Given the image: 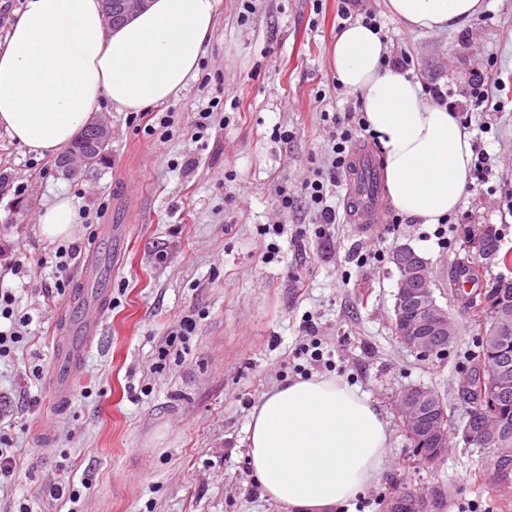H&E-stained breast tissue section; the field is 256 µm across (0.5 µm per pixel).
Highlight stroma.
Instances as JSON below:
<instances>
[{"label":"stroma","mask_w":512,"mask_h":512,"mask_svg":"<svg viewBox=\"0 0 512 512\" xmlns=\"http://www.w3.org/2000/svg\"><path fill=\"white\" fill-rule=\"evenodd\" d=\"M486 3L465 27L435 33L409 31L384 0L351 8L375 14L392 59L408 56L422 87L449 88L474 146L494 162L489 179L468 184L443 245L433 225L408 218L351 223L341 183L330 199V237L313 235L315 213L297 191L327 158L322 115L361 103L337 89L330 59L343 0H259L251 14L242 0H220L199 77L160 106L175 116L172 138L160 141L130 126L127 113L110 112L108 158L86 176H63L53 157L0 131V168L14 175L0 188V265L17 250L31 258L1 281L30 322L0 359V424L18 466L0 481V512H286L252 478L246 430L264 393L304 376L311 323L333 376L366 394L388 422L387 467L357 512H386V499L405 489L424 491L429 512H512L489 486L486 451L458 436L441 461L416 462L396 411L405 389L430 388L463 427L459 378L477 328L449 297L448 270L466 258L463 230L473 224L494 225L512 250V0ZM204 74L221 80L224 105L203 150L193 140L195 114L214 95ZM485 75L505 89L476 107L466 92ZM279 128L292 132L290 142L276 139ZM284 189L296 196L287 211L279 206ZM57 195L73 198L78 220L70 236L48 240L38 219ZM92 224L125 225V236L106 244L90 237ZM267 224L288 231L274 239L262 232ZM272 242L279 254L268 263ZM402 244L431 262L435 296L461 327L443 356L421 357L395 335L398 272L371 255ZM67 247L62 273L56 252ZM95 250L113 253L112 307L72 402L58 409L45 381L55 325L69 314L79 265ZM187 315L196 335L156 369L160 346ZM43 430L51 443L40 441ZM65 476L79 487L78 501L49 497Z\"/></svg>","instance_id":"obj_1"}]
</instances>
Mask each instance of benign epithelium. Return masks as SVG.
<instances>
[{
    "label": "benign epithelium",
    "instance_id": "benign-epithelium-1",
    "mask_svg": "<svg viewBox=\"0 0 512 512\" xmlns=\"http://www.w3.org/2000/svg\"><path fill=\"white\" fill-rule=\"evenodd\" d=\"M144 0H112L111 10L106 12L110 22L121 15H127L140 8ZM90 135L82 142L62 152L60 168L67 176H76L93 167L94 158L110 149L112 126L109 118L99 114L89 123ZM392 262L398 272L397 293L393 306V319L399 323V340L407 348L423 357L435 353L442 355L445 350L437 340L455 335L448 319V311L438 304L432 287L431 267L428 260L412 247L400 245L395 248ZM417 305V311L410 319L399 318V308L406 303ZM403 412L412 421L427 416L435 399L421 387H411L399 399Z\"/></svg>",
    "mask_w": 512,
    "mask_h": 512
}]
</instances>
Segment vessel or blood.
Segmentation results:
<instances>
[{"label":"vessel or blood","mask_w":512,"mask_h":512,"mask_svg":"<svg viewBox=\"0 0 512 512\" xmlns=\"http://www.w3.org/2000/svg\"><path fill=\"white\" fill-rule=\"evenodd\" d=\"M346 211L355 224L385 222L387 207L383 178L371 150L353 148L347 169ZM106 259L88 258L79 272L81 286L74 294V310L55 338V357L47 372V385L55 405L68 404L82 375L90 349L100 340L102 323L111 304L104 286Z\"/></svg>","instance_id":"vessel-or-blood-1"}]
</instances>
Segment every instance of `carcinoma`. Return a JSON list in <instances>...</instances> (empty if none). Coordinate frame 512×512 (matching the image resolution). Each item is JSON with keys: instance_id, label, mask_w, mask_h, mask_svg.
<instances>
[{"instance_id": "1", "label": "carcinoma", "mask_w": 512, "mask_h": 512, "mask_svg": "<svg viewBox=\"0 0 512 512\" xmlns=\"http://www.w3.org/2000/svg\"><path fill=\"white\" fill-rule=\"evenodd\" d=\"M486 233L482 241V249L493 251L497 256V263L508 266L512 264V253L502 251L501 238L496 229L485 225ZM470 262L476 265L472 269V275L458 277V270L463 268L461 261H456L448 276V291L472 311L475 325L479 329V342L476 343V350L471 353L467 377L472 380L469 398L466 400V420L464 428L473 433L479 431L484 423L497 430V435L508 440L512 447V383L508 388L488 395L482 386L495 373L500 361L507 360L508 366L512 368V329L508 334L486 337L485 330L489 328L492 320L503 310L507 311L512 319V278L499 276L490 280H483L482 288L485 289L484 304L475 303L471 300L473 293L477 292L479 276L482 275L480 268L479 253L470 255ZM437 399V412L430 415L422 428H416L412 423L401 421L408 440L414 448V455L417 460L425 463H434L445 455L446 449L434 446L428 440L434 429L452 433L451 421L448 415V408L437 392H432ZM426 509L424 496L417 492L406 491L392 499L389 512H424Z\"/></svg>"}]
</instances>
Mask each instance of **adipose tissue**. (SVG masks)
<instances>
[{
  "label": "adipose tissue",
  "mask_w": 512,
  "mask_h": 512,
  "mask_svg": "<svg viewBox=\"0 0 512 512\" xmlns=\"http://www.w3.org/2000/svg\"><path fill=\"white\" fill-rule=\"evenodd\" d=\"M220 0H149L112 26L102 0H26L0 42V129L53 155L70 144L100 103L139 112L183 92L197 74ZM412 31L464 27L485 0H387ZM337 81L358 93L383 150L394 207L423 224L454 213L471 180L474 150L456 114L427 101L420 83L390 59L362 22L331 45ZM77 210L59 196L39 218L48 238L70 235ZM247 460L261 492L289 512H342L383 473L386 419L368 396L333 377L312 376L264 393L247 428Z\"/></svg>",
  "instance_id": "1"
}]
</instances>
